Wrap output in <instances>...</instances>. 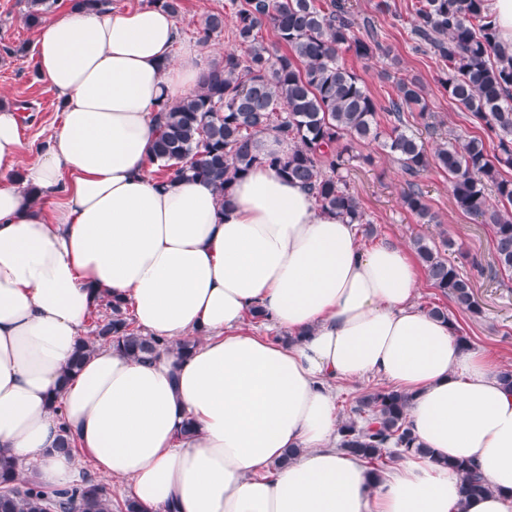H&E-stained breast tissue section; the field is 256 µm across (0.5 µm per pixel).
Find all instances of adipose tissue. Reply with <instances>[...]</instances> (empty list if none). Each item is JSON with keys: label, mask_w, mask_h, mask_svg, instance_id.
<instances>
[{"label": "adipose tissue", "mask_w": 512, "mask_h": 512, "mask_svg": "<svg viewBox=\"0 0 512 512\" xmlns=\"http://www.w3.org/2000/svg\"><path fill=\"white\" fill-rule=\"evenodd\" d=\"M178 37L160 0L46 18L36 65L61 116L34 162L0 107V455L48 489L89 458L146 512H512V390L415 308L405 248L362 249L356 225L263 166L224 207L206 183L149 175L155 113L203 72ZM105 293L172 346L135 360L97 341L67 374ZM254 307L290 342L244 329ZM370 376L410 394L435 459L377 477L337 449L333 386ZM65 432L77 453L57 452ZM440 457L473 461L489 493L464 497Z\"/></svg>", "instance_id": "ef3b65f1"}]
</instances>
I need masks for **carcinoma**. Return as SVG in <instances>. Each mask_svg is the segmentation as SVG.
Masks as SVG:
<instances>
[{
    "instance_id": "cac0c4a2",
    "label": "carcinoma",
    "mask_w": 512,
    "mask_h": 512,
    "mask_svg": "<svg viewBox=\"0 0 512 512\" xmlns=\"http://www.w3.org/2000/svg\"><path fill=\"white\" fill-rule=\"evenodd\" d=\"M235 6V40L243 53L224 52V59L206 68L200 88L158 116L160 131L152 160L160 162L166 181L199 180L216 192L220 206L230 197L231 183L257 164L313 191L321 208L336 212L349 224L374 233L349 188L345 171L354 160V145L381 142L404 172L414 177L434 164L448 174L458 209L480 217L493 236L494 267L512 273V55L500 44L489 15L488 0H417L412 28L417 47L425 46L446 68L444 87L474 123L499 138V153L490 160L484 140L448 132V143L429 156L423 142L405 130L411 116L427 131L436 129L427 112L424 86L416 76L394 82L387 104L378 103L358 75L340 60L343 51L358 57L391 50L377 32L365 40L356 34L357 18L346 0H231ZM271 28L279 49L264 42ZM224 31V13L207 14L200 22L201 39ZM391 132L383 135L379 112ZM272 132L288 142L284 156L261 158L257 137ZM407 211L422 224L439 223L422 189L408 182L403 195ZM413 249L431 285L458 308L482 313L472 278L424 239ZM107 311L96 325L95 338L139 359L166 347L165 339L144 336L129 308L102 298L93 309ZM411 396L379 387L354 400L351 415L337 430L339 449L382 472L396 455L427 457L461 476L467 496L489 491L477 466L448 461L419 441L408 421ZM0 512H145L132 499L113 503L108 484L85 472L67 487L46 489L16 464L0 457Z\"/></svg>"
}]
</instances>
